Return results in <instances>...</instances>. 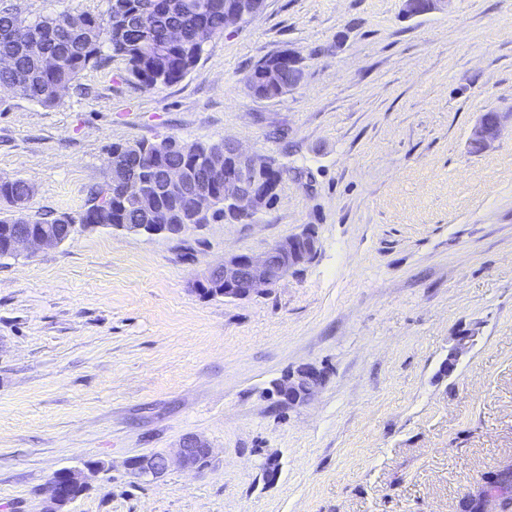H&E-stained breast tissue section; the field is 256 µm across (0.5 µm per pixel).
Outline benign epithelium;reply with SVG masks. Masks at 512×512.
I'll return each instance as SVG.
<instances>
[{"instance_id":"obj_1","label":"benign epithelium","mask_w":512,"mask_h":512,"mask_svg":"<svg viewBox=\"0 0 512 512\" xmlns=\"http://www.w3.org/2000/svg\"><path fill=\"white\" fill-rule=\"evenodd\" d=\"M447 0H404V14L416 17L440 10ZM288 87L293 89L303 81L304 69L300 56L288 51ZM502 133L499 116L484 112L473 128L469 144L480 150L489 148ZM209 165L224 167V190L214 197L210 189L190 186L184 194L182 210L191 221L209 216L216 203L224 201V211L236 222L255 220L268 201L276 198L283 171L274 163L256 156L240 142L224 140V149L205 152ZM151 224H122L120 228L134 234H176L182 225L167 223V214L153 212ZM70 237L68 226L61 224L50 231L34 229L25 224L17 225L8 242V254L17 255L25 249H40L62 244ZM319 251V241L311 232H303L276 242L261 255L234 254L214 264L197 280L198 289L213 295L212 289L221 286L226 299H244L261 287H271L288 277L299 267L310 263ZM326 373L315 366L306 365L273 381L272 395L281 405H295L309 400L324 384ZM178 456L181 464L189 468L205 467L211 448L195 435L183 438ZM168 466V459L160 454L138 456L128 462V469L137 476L158 475ZM99 471L86 465V471L66 469L57 473L49 486V497L42 512H64L73 501L67 494L70 487L86 489Z\"/></svg>"}]
</instances>
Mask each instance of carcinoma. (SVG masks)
<instances>
[{
    "label": "carcinoma",
    "instance_id": "1",
    "mask_svg": "<svg viewBox=\"0 0 512 512\" xmlns=\"http://www.w3.org/2000/svg\"><path fill=\"white\" fill-rule=\"evenodd\" d=\"M84 16L85 24L73 28L67 14L27 21L7 9L0 11V49L12 54L10 69L0 71V83L10 85L30 101L54 106L59 91L74 85L85 69L106 63L102 53L106 46L111 56L125 62L128 80L151 89L184 77L198 64L204 45L235 25L224 14V0H108L104 13L86 12ZM174 30L179 32L177 39L171 36ZM11 33L38 37L54 62L45 64V57L29 51L27 42L8 39ZM275 65L272 54L255 64L248 78L255 95L275 99L286 92L288 77L278 83L266 78V71ZM168 141L176 144V149L156 152L149 142L114 145L109 160L124 158L132 176L152 182V203L168 210L169 223L181 224L179 190L165 184L164 168L172 161L180 162L196 178L214 187L216 179L198 165L197 157L206 150L223 148L224 143L187 142L174 137ZM32 193V185L23 179L0 178V253L7 249L11 231L19 223L16 206L26 204ZM27 223L36 228H53L77 223L149 224L151 220L149 203L130 200L119 193L109 209L95 197L77 216L50 214Z\"/></svg>",
    "mask_w": 512,
    "mask_h": 512
}]
</instances>
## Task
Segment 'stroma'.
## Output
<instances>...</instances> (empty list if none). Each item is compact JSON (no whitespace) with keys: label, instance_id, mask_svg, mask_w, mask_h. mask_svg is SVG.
Wrapping results in <instances>:
<instances>
[{"label":"stroma","instance_id":"1","mask_svg":"<svg viewBox=\"0 0 512 512\" xmlns=\"http://www.w3.org/2000/svg\"><path fill=\"white\" fill-rule=\"evenodd\" d=\"M107 8L0 0L26 20ZM288 48L302 84L255 98L252 66ZM489 110L503 133L471 153ZM167 137L241 141L284 169L278 198L248 224L80 226L0 258V512H41L57 471L93 461L67 512H460L512 469V0H265L176 83L140 88L115 57L52 107L0 89V177L33 185L36 219L105 191L113 145ZM306 230L317 256L275 287L198 291L224 255ZM304 364L326 383L277 404ZM190 434L205 468L129 472ZM325 380L324 370L311 365L301 366L274 380L271 393L279 404L295 405L309 400Z\"/></svg>","mask_w":512,"mask_h":512}]
</instances>
